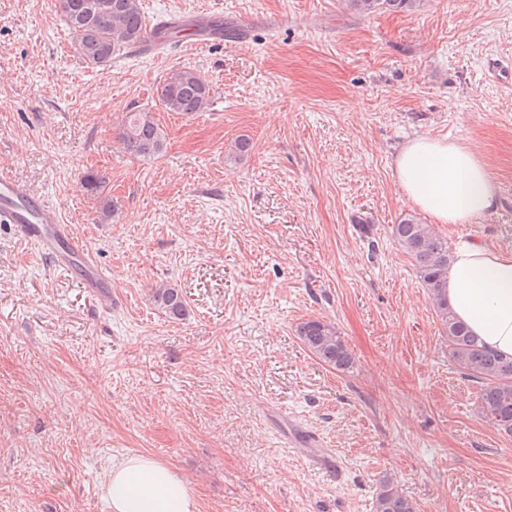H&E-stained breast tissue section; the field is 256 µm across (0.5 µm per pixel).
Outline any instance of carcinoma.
I'll return each instance as SVG.
<instances>
[{
  "instance_id": "obj_1",
  "label": "carcinoma",
  "mask_w": 512,
  "mask_h": 512,
  "mask_svg": "<svg viewBox=\"0 0 512 512\" xmlns=\"http://www.w3.org/2000/svg\"><path fill=\"white\" fill-rule=\"evenodd\" d=\"M364 14L378 10L412 6L414 0H350ZM65 22L76 39L75 51L89 67H106L125 51L152 38L163 41L178 37L180 30L169 25L147 31L139 0H112V7H103L97 0H60ZM211 83L199 72L178 69L169 74L160 92L165 110L194 116L208 112L213 105ZM118 141L129 155L151 161L164 150L165 135L154 112L146 109L125 113L118 132ZM86 191L100 196L106 177L97 171L82 176ZM394 241L415 262L419 278L434 304L444 327L450 359L461 373L480 386L479 399L486 417L507 434H512V359L488 350L479 337L470 333L448 302V267L452 253L448 241L434 227L413 214L405 215L392 225ZM158 308L171 319L184 316L186 303L181 289L162 284L154 289ZM299 340L318 359L341 372L352 368L351 352L335 326L309 320L297 327ZM374 512H417V507L400 486L383 480L382 490L373 504Z\"/></svg>"
}]
</instances>
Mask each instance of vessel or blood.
I'll list each match as a JSON object with an SVG mask.
<instances>
[{"label": "vessel or blood", "mask_w": 512, "mask_h": 512, "mask_svg": "<svg viewBox=\"0 0 512 512\" xmlns=\"http://www.w3.org/2000/svg\"><path fill=\"white\" fill-rule=\"evenodd\" d=\"M211 18L200 15L187 21L185 46L204 49L212 37L207 29ZM0 223L15 225L25 239L58 268L69 271L83 288L98 299L111 301L112 280L103 273L77 239L72 225L63 222L58 210L45 197L6 174H0ZM288 444L313 465H334L325 442L296 423L288 425Z\"/></svg>", "instance_id": "vessel-or-blood-1"}]
</instances>
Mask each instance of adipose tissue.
Segmentation results:
<instances>
[{
    "label": "adipose tissue",
    "mask_w": 512,
    "mask_h": 512,
    "mask_svg": "<svg viewBox=\"0 0 512 512\" xmlns=\"http://www.w3.org/2000/svg\"><path fill=\"white\" fill-rule=\"evenodd\" d=\"M407 199L442 224H468L498 204L487 166L468 146L418 136L394 159ZM448 300L485 346L512 357V250L460 240L448 269ZM111 512H199L187 483L166 464L136 454L106 482Z\"/></svg>",
    "instance_id": "ef3b65f1"
}]
</instances>
